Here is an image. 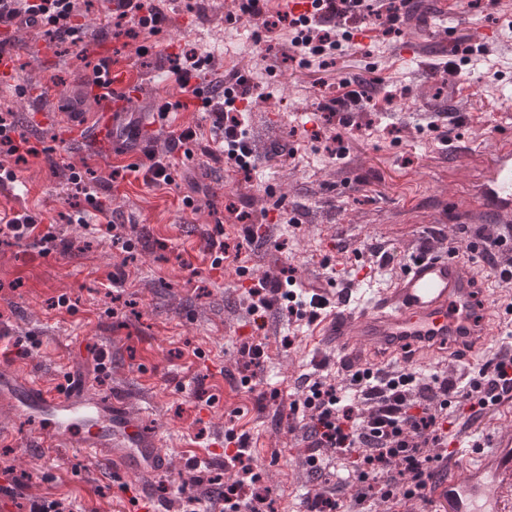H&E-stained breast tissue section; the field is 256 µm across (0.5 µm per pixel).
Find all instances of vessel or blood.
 <instances>
[{
    "instance_id": "vessel-or-blood-1",
    "label": "vessel or blood",
    "mask_w": 512,
    "mask_h": 512,
    "mask_svg": "<svg viewBox=\"0 0 512 512\" xmlns=\"http://www.w3.org/2000/svg\"><path fill=\"white\" fill-rule=\"evenodd\" d=\"M98 52L104 65L98 76L83 82L94 110L72 113L68 121L84 130L92 151L109 159L121 118L131 105L126 92L138 76L113 64L108 44H101ZM453 211L497 224L512 223L511 137L498 139L490 175ZM355 279L371 288L370 298L353 303L345 293L327 286L321 294L333 309L317 329L323 343L353 367L363 364L367 345L391 353L450 343L477 352L512 326V320L501 318L498 303L453 247L444 253L423 249L383 284L365 269L357 271ZM0 410L24 423L41 453L76 448L87 459L111 466L122 479L166 468L156 435L112 396L66 386L52 389L15 366L1 364ZM470 448L464 475L439 483L434 497L450 499L452 512H512V435L493 437L487 444L474 442Z\"/></svg>"
}]
</instances>
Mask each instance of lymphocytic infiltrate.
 Returning <instances> with one entry per match:
<instances>
[{"label":"lymphocytic infiltrate","instance_id":"1","mask_svg":"<svg viewBox=\"0 0 512 512\" xmlns=\"http://www.w3.org/2000/svg\"><path fill=\"white\" fill-rule=\"evenodd\" d=\"M327 17L344 19L363 15L400 19L399 9L380 8L376 0H316ZM83 0H0V23L26 27L48 26L54 39L72 41L77 36L73 20ZM128 9L115 14L117 30L130 38L141 32L162 30L167 21L155 0H127ZM278 23L292 34L290 45L296 57L322 54L340 49L339 39L323 30L322 20L277 16ZM250 92L247 77L236 74L224 82V90L211 112L212 126L218 131L217 152L241 170L252 166V153L246 141L243 113L239 107ZM194 130L171 131L168 152L147 154L135 165L143 182L153 186L171 183V153L195 141ZM26 239L43 254L57 249L59 237L51 224H41L27 214L0 223V238ZM512 401V343L503 342L495 361L480 367L466 382L458 383L445 372L421 376L416 367L405 365L390 370L363 369L350 373L345 384L330 376L310 373L297 379L296 397L289 404L298 417L299 428L311 441L307 459L311 467H321L325 458L343 460V472L332 488L306 492L305 512H339L337 490L350 491L358 504L375 500L413 504L427 501V490L434 480V463L442 462L441 451L448 446L449 408H457L467 425L480 421L494 406ZM235 450L229 460L238 466L237 479L225 483L216 499L220 512H241L252 507L261 476L255 471L245 439L227 433Z\"/></svg>","mask_w":512,"mask_h":512}]
</instances>
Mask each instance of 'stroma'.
I'll list each match as a JSON object with an SVG mask.
<instances>
[{
    "instance_id": "35a3bbf8",
    "label": "stroma",
    "mask_w": 512,
    "mask_h": 512,
    "mask_svg": "<svg viewBox=\"0 0 512 512\" xmlns=\"http://www.w3.org/2000/svg\"><path fill=\"white\" fill-rule=\"evenodd\" d=\"M107 12L106 0L82 8L74 44L49 45L36 28L13 33L17 64L0 80V113L13 110L27 128L29 94L41 90L48 113L37 154H0L27 187L0 189V217L19 212L56 225L73 247L44 256L28 240L0 241V350L21 343L24 356L9 364L49 387L64 369L84 371L86 385L112 394L156 432L168 471L130 483V493L148 488L152 510L179 512L188 496L206 497L210 479H236L223 457L191 459L180 448L186 438L205 447L224 442L231 430L248 434L263 470L269 493L261 512H304V494L322 477L304 462L301 432L288 429L294 380L321 368L339 379L345 373L335 349L315 336L314 320L277 305L252 315L248 290L290 279L300 293L332 270L365 265L387 280L427 243L455 245L489 290H500L495 267L512 257L496 252L491 267L468 250L492 224L475 215L448 223L443 215L450 194L488 174L497 135L512 128V0H456L445 16L437 0H413L399 32L383 21L371 41L307 62L292 57L287 29L263 31L260 20L238 14L235 0H172L162 32L135 42L116 36ZM105 39L139 76L135 112L183 97L171 54L209 53L215 75H246L255 86L246 114L255 171L196 148L171 158V184L113 176L61 121L85 109L78 80L92 73ZM354 88L362 98L352 112L325 111ZM179 126L204 143L216 138L202 108L140 137L162 152ZM110 222L122 225L130 249L87 231ZM211 239L226 246L227 258L208 249ZM380 247L393 257L388 266L376 257ZM118 271L124 282L110 287ZM63 296L67 304L58 305ZM255 344L264 354L250 367L245 352ZM94 347L109 356L98 374L85 370ZM492 356L450 346L421 370L463 376ZM16 479L22 487L0 497V512H28L39 497L128 512L129 493L111 467L74 448L45 458L24 440L0 441V485Z\"/></svg>"
}]
</instances>
